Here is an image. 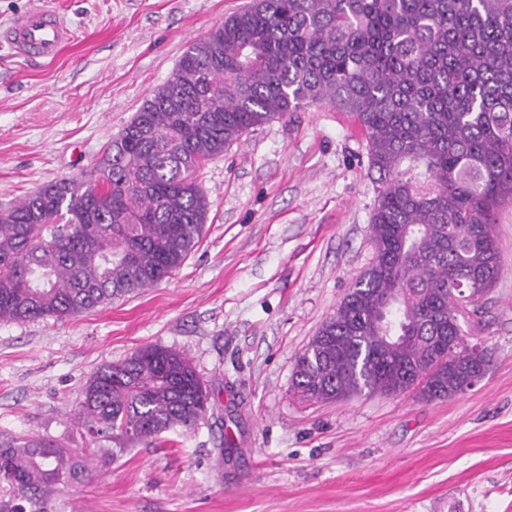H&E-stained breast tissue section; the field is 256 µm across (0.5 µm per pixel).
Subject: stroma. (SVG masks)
<instances>
[{"label":"stroma","instance_id":"stroma-1","mask_svg":"<svg viewBox=\"0 0 512 512\" xmlns=\"http://www.w3.org/2000/svg\"><path fill=\"white\" fill-rule=\"evenodd\" d=\"M72 38L51 61L3 34L32 0H0V205L79 177L189 45L248 0H48ZM202 237L170 278L56 321L0 323V432L82 445L90 374L138 347L184 352L217 400L162 447L109 443L54 512H512V206L496 286L465 324L490 354L466 394L313 403L296 357L373 258L374 184L348 114L310 107L209 162Z\"/></svg>","mask_w":512,"mask_h":512}]
</instances>
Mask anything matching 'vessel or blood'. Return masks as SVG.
<instances>
[{"label":"vessel or blood","instance_id":"b4317fda","mask_svg":"<svg viewBox=\"0 0 512 512\" xmlns=\"http://www.w3.org/2000/svg\"><path fill=\"white\" fill-rule=\"evenodd\" d=\"M72 36L65 20L45 0L19 15L6 37L21 53L46 60L55 59Z\"/></svg>","mask_w":512,"mask_h":512}]
</instances>
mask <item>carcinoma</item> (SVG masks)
<instances>
[{"label":"carcinoma","instance_id":"carcinoma-1","mask_svg":"<svg viewBox=\"0 0 512 512\" xmlns=\"http://www.w3.org/2000/svg\"><path fill=\"white\" fill-rule=\"evenodd\" d=\"M314 105L364 132L374 257L297 357L294 394L466 393L490 357L459 302L475 316L497 283L493 226L512 205V0H251L188 48L89 178L0 211V322L64 320L170 277L203 232L202 168ZM211 398L184 353L142 346L88 377L82 452L190 431ZM81 473L69 448L0 434V512H49Z\"/></svg>","mask_w":512,"mask_h":512}]
</instances>
